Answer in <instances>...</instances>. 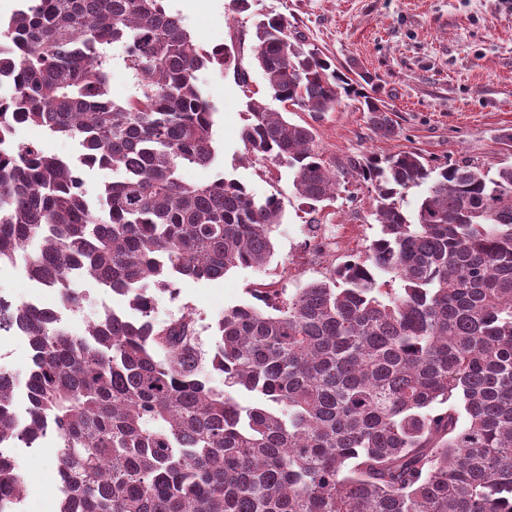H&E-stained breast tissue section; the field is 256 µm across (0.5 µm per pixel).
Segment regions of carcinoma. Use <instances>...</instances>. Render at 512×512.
Returning a JSON list of instances; mask_svg holds the SVG:
<instances>
[{
    "instance_id": "carcinoma-1",
    "label": "carcinoma",
    "mask_w": 512,
    "mask_h": 512,
    "mask_svg": "<svg viewBox=\"0 0 512 512\" xmlns=\"http://www.w3.org/2000/svg\"><path fill=\"white\" fill-rule=\"evenodd\" d=\"M254 35L275 100L319 118L354 95L376 134L396 135L381 100L285 17ZM114 46L136 79L122 103L108 94ZM230 64L165 0H27L0 19V141L25 124L79 148L75 162L0 149V264L22 258L71 310L86 296L67 279L84 270L139 315L114 306L78 335L0 296V330L22 329L33 351L23 416L0 367V512L21 502L17 450L47 438L59 512H512V129L493 174L413 150L336 163L310 124L250 100L244 158L290 169L312 212L349 178L370 186L379 233L275 304L253 288L265 307L224 309L206 357L192 313L154 322L159 295L265 267L284 216L235 178L181 179L216 159L197 73ZM81 166L112 171L94 200Z\"/></svg>"
}]
</instances>
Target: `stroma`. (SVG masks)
Here are the masks:
<instances>
[{"label":"stroma","instance_id":"1","mask_svg":"<svg viewBox=\"0 0 512 512\" xmlns=\"http://www.w3.org/2000/svg\"><path fill=\"white\" fill-rule=\"evenodd\" d=\"M249 11H232L230 0H166L192 37L205 47L232 48L249 73L241 86L233 71L205 69L199 84L212 105V166H188L183 179L202 184L227 175L246 185L255 199L277 196L284 218L274 234V254L261 269L235 268L216 281L185 280L176 296H162L153 314L164 323L193 312L204 351L217 340L216 323L225 308L251 302V288L270 284L294 291L320 279L325 268L307 262L306 228L343 225L339 254L366 250L379 232L372 197L359 182L342 184L335 201L308 213L296 198L292 174L272 164L242 161L240 132L248 96L283 110L271 98L253 64L256 17L280 14L292 32L318 49L352 78L361 79L390 108L397 134L386 139L372 131L357 98L342 101L320 118L295 112V122L312 123L326 159L386 155L415 150L431 164L479 162L496 167L502 156L498 136L512 129V0H250ZM20 462L26 477L21 512H59L57 448L46 439Z\"/></svg>","mask_w":512,"mask_h":512}]
</instances>
